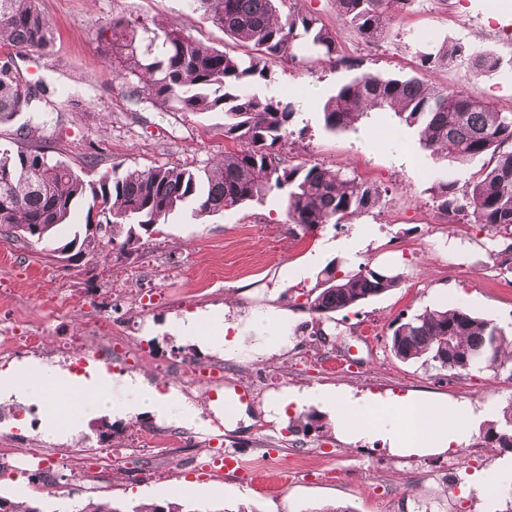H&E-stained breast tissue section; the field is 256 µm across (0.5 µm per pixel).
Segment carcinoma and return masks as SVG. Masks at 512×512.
Returning <instances> with one entry per match:
<instances>
[{
	"mask_svg": "<svg viewBox=\"0 0 512 512\" xmlns=\"http://www.w3.org/2000/svg\"><path fill=\"white\" fill-rule=\"evenodd\" d=\"M279 0H191L201 16L231 39L252 48L249 59L231 56L180 30L160 23L148 27L137 20L112 19L101 28L118 57L117 77H135L148 100L172 112H224V137L239 149L203 169L181 165L147 168L112 167L99 178L89 177L94 162L77 167L49 154L51 136L45 128H18L16 149L0 148V231L26 239L23 226L36 224L35 241L48 252H78L119 245L132 253L143 236L160 232L169 215L187 204L191 217L202 219L225 211L262 204L278 196L292 234H307L323 224H344L368 213L381 201L382 190L357 176L306 162L286 164L278 147L293 134L296 115L286 98L262 97L253 91L271 81L267 60H295L297 51L314 52L336 61V34L299 10L281 15ZM414 0H336L338 11L353 32L374 42L386 32L390 18ZM53 43L52 26L39 0H0V124L32 109L34 95L24 88L9 50H44ZM420 65L434 72L468 57L472 72L482 75L499 67L491 53L465 55L463 47L443 44L418 52ZM392 109L435 160L464 164L479 156L489 163L464 193L455 183L433 186L437 209L448 218L469 211L474 223L510 239L496 257H512V113L501 112L482 99L451 92L419 78L383 77L364 73L340 85L323 104L330 131H346L375 110ZM88 204L91 220L71 223L77 205ZM104 224L100 236L92 224ZM67 242L54 247L60 233ZM402 276L365 264L342 277L330 268L306 295L307 309L326 319L399 286ZM391 351L403 361L452 375L472 368L502 370L512 366V337L490 319L457 306L427 309L393 330ZM475 445L512 450V403L502 419L488 425ZM4 512H42L35 501L0 496ZM78 512H183L181 505L140 502L118 505L111 499L88 498Z\"/></svg>",
	"mask_w": 512,
	"mask_h": 512,
	"instance_id": "obj_1",
	"label": "carcinoma"
}]
</instances>
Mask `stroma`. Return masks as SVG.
Returning <instances> with one entry per match:
<instances>
[{"label":"stroma","instance_id":"stroma-1","mask_svg":"<svg viewBox=\"0 0 512 512\" xmlns=\"http://www.w3.org/2000/svg\"><path fill=\"white\" fill-rule=\"evenodd\" d=\"M55 40L49 51H23L16 57L24 81L36 87V109L0 124V145L11 146L19 125H62L52 148L58 158L81 164L95 157V174L122 167L184 165L203 167L234 147L224 137L220 111L165 112L144 102L131 105L136 78L113 73L112 51L100 37L115 17L161 21L233 55L241 47L206 22L188 0H40ZM302 10L319 19L338 40L340 64L311 58L269 63L273 80L258 86L263 96L289 97L298 132L281 150L287 163H318L378 185L380 207L351 223L326 224L304 235L288 231L279 199L193 220L189 211L169 217L160 233L144 238L139 251L126 255L104 248L61 262L40 244L0 234V327L43 328L47 342L67 338L82 351L87 329L77 314L55 312L59 291H67L101 312L106 328L122 327L112 341V356L124 372L143 376L159 389L175 386L194 404L198 424L170 426L150 413L121 419L108 413L91 417L70 434L50 437L47 427L31 429L30 412L44 392L13 402L12 415L0 420V440L39 447L65 456L84 437L98 439L116 456L151 460L149 480L115 469L101 483L78 479L62 467L54 482L1 472L0 496L35 500L42 512L59 504L77 508L88 497L117 502H175L186 512H512V451L484 450L467 457L466 445L450 453L462 463L463 480H439L448 462L441 455H406L389 450L380 438L348 441L316 402L294 409L287 423L267 417L283 386L336 389L371 401L419 398L471 407V440L498 420L512 401V373L476 369L456 377L394 356L390 337L396 321L426 309L461 306L512 332V274L501 272L493 255L503 246L498 234L461 216L438 211L431 188L437 178L466 187L482 159L459 164L433 160L415 128L391 111L375 110L348 132L326 130L322 106L336 86L362 74L431 77L439 87L482 98L512 112V12L488 17L486 0H415L395 16L387 34L369 44L348 28L336 0H286L281 12ZM459 44L468 55L490 52L500 60L490 74L473 75L466 58L425 74L417 56L425 42ZM224 262L223 278L197 289L196 277L213 259ZM401 273L400 285L322 321L304 307L305 295L326 266L337 275L359 265ZM298 315L291 345L271 354L228 358L174 336V320L223 313L236 321L244 311L269 306ZM324 330L325 341L313 340ZM187 360L202 367L223 366L224 400H213L207 384L185 385L173 364ZM250 396L234 397L236 386ZM178 429L182 447L154 452L141 447L140 429L165 433ZM247 449L255 456L272 451L278 463L294 469L307 458L310 469L284 483L264 473H231L220 465L190 467V449L205 441ZM495 473L499 479L480 492L476 483Z\"/></svg>","mask_w":512,"mask_h":512}]
</instances>
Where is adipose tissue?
I'll return each instance as SVG.
<instances>
[{
  "mask_svg": "<svg viewBox=\"0 0 512 512\" xmlns=\"http://www.w3.org/2000/svg\"><path fill=\"white\" fill-rule=\"evenodd\" d=\"M297 325L295 316L285 309L270 308L249 318V327L257 335L268 336L277 347H287ZM176 331L208 345L223 347L225 356H235L245 345L246 338L238 323L219 319L177 322ZM33 385H51L63 396L74 397L76 405L108 410L118 417H133L141 411L153 412L157 418L173 422L195 420L196 412L176 387L158 390L133 375L111 376L105 371L89 372L85 376L47 367L32 380ZM317 400L334 407L336 426L346 438L383 434L390 448L399 453H442L449 444L465 442L463 430L466 410L459 406L433 405L424 400H382L381 408L387 420L374 425L368 418L369 403L359 402L342 394L316 389L304 393L282 391L271 410L275 419L288 416L289 405Z\"/></svg>",
  "mask_w": 512,
  "mask_h": 512,
  "instance_id": "ef3b65f1",
  "label": "adipose tissue"
}]
</instances>
